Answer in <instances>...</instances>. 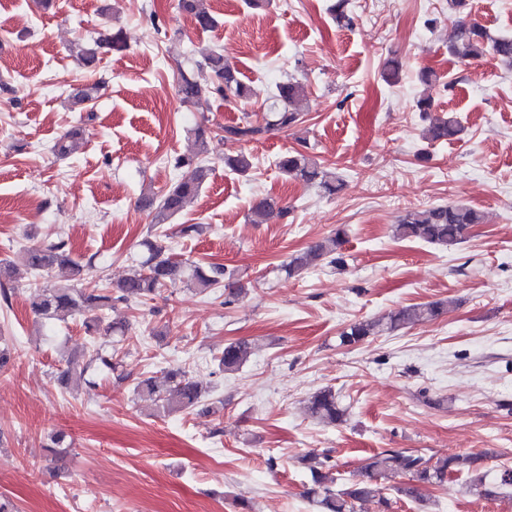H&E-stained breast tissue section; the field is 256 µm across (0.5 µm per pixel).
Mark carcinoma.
I'll return each instance as SVG.
<instances>
[{
	"label": "carcinoma",
	"instance_id": "carcinoma-1",
	"mask_svg": "<svg viewBox=\"0 0 512 512\" xmlns=\"http://www.w3.org/2000/svg\"><path fill=\"white\" fill-rule=\"evenodd\" d=\"M348 0H336L331 12L336 22L353 25L354 17L347 11ZM181 9L193 20L196 28L207 30L215 25V18L207 6V0H180ZM120 44V37L109 35L98 38L93 45L78 46V55L88 67L96 64L103 50H111ZM451 52L459 59L478 58L488 53L512 67V35L492 36L477 21L460 17L456 22ZM199 65L214 74V80L202 85L186 75L177 83L179 97L194 105L209 102L212 98L226 101L244 100L248 87L238 77V71L225 59L219 49H205L201 52ZM276 93L268 105V115L262 123L240 121L222 126L224 142L231 145L249 143L261 139L271 131H288L304 122V94L300 82L288 78L275 86ZM418 111L429 121L427 139L432 143H443L455 139L462 131L459 121L448 115L433 111V99L423 95L416 101ZM199 151L195 157L178 158L174 167L181 171L178 179L157 199L150 200L156 224H165L183 211L187 202L198 195L203 188L210 168L201 156L208 152L206 131H198ZM224 164L237 174L245 175L253 167L250 154L240 150L224 158ZM277 166L287 177L314 185L320 191L332 196L342 189L343 180L336 171L325 168L309 152L295 149L281 155ZM284 213V208L272 198L254 203L250 218L254 224H264L275 215ZM484 215L478 209L463 203L437 205L427 209L406 212L393 225L396 238L413 239L448 247L460 243L470 227L481 224ZM345 230L342 228L324 237L307 250L294 256L284 265L288 276L294 277L304 270L327 263L341 267L345 260L339 249L344 243ZM147 256L142 262V271L128 277L121 283L106 287L101 293L85 295L68 284L52 287H36L33 291L31 309L46 319L65 320L77 313L103 311L112 304L144 303L161 288L186 280L197 291L210 293L224 286V280L231 277L227 269L218 264L208 268L188 261H179L166 253L164 240L157 237L142 242ZM25 263L28 269L40 276H50L58 271L67 278L81 270L79 262L71 257L68 243L61 239L48 246H30L26 249ZM448 303L433 301L397 308L382 319L358 320L345 327L339 334V345H359L373 336L393 333L409 324L432 321L447 310ZM251 356V344L235 341L224 346L217 357L219 371L232 374L238 371ZM136 394L146 397L168 412H181L195 407L204 397L206 390L187 371L176 368L166 371L160 377H149L139 381ZM308 410L317 421L336 424L344 420L346 410L340 406L336 392L330 388L316 391L308 400ZM311 472L313 485L304 491L305 498L319 512H356V506L367 501L378 500L379 512H389L390 500L378 496L374 481L390 480L400 473L410 476L413 483L395 487L396 493L419 499V485H439L448 475L457 472L470 474L471 487L485 486L484 458L471 453L433 459L418 451H384L368 457L361 467L362 478L354 480L343 489H336L337 478L327 465V457L310 453L303 457Z\"/></svg>",
	"mask_w": 512,
	"mask_h": 512
}]
</instances>
